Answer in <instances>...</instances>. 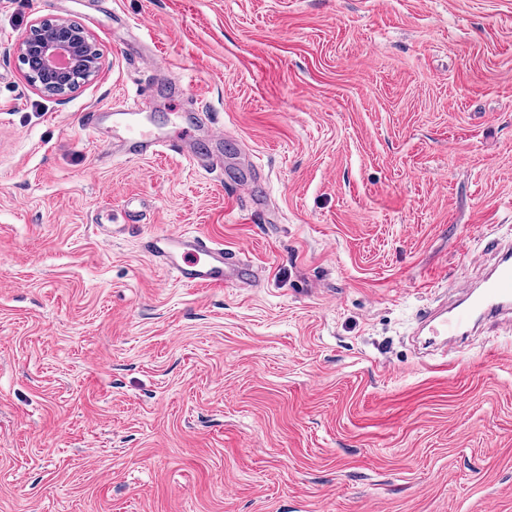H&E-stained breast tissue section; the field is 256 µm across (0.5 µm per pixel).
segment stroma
<instances>
[{"label": "stroma", "instance_id": "obj_1", "mask_svg": "<svg viewBox=\"0 0 512 512\" xmlns=\"http://www.w3.org/2000/svg\"><path fill=\"white\" fill-rule=\"evenodd\" d=\"M57 19L103 54L62 98L12 51ZM146 88L222 170L94 151ZM156 230L262 277L184 287ZM508 241L512 0H0V512H512V330L409 341Z\"/></svg>", "mask_w": 512, "mask_h": 512}]
</instances>
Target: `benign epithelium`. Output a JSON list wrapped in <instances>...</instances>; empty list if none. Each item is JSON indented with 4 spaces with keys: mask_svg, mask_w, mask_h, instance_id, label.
<instances>
[{
    "mask_svg": "<svg viewBox=\"0 0 512 512\" xmlns=\"http://www.w3.org/2000/svg\"><path fill=\"white\" fill-rule=\"evenodd\" d=\"M15 50L35 72L27 78L35 89L48 96H64L80 83L90 80L102 67V54L95 40L82 28L64 19L47 29L44 22L32 25L30 34Z\"/></svg>",
    "mask_w": 512,
    "mask_h": 512,
    "instance_id": "1",
    "label": "benign epithelium"
}]
</instances>
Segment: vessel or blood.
Masks as SVG:
<instances>
[{"instance_id": "1", "label": "vessel or blood", "mask_w": 512, "mask_h": 512, "mask_svg": "<svg viewBox=\"0 0 512 512\" xmlns=\"http://www.w3.org/2000/svg\"><path fill=\"white\" fill-rule=\"evenodd\" d=\"M112 111L126 120L125 142L130 154L153 157L172 150L183 154L198 170L221 167L218 156L194 148L190 129L175 135L158 133L144 124L138 108L116 105ZM143 249L185 287L249 288L259 277L257 270L243 263L235 251L197 233L154 231L145 237ZM488 321H512V249L508 247L499 251L478 286L466 288L450 306L426 312L415 333L422 336L425 345L443 350Z\"/></svg>"}]
</instances>
